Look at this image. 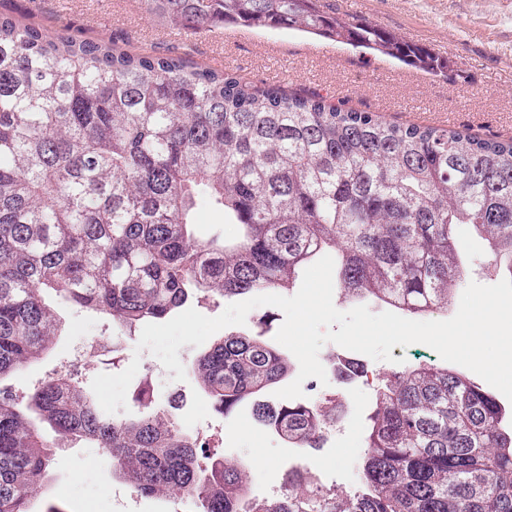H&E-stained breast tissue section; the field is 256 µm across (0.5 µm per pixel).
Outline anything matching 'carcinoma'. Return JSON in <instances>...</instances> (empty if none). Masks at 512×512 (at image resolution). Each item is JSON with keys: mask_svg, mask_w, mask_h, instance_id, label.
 <instances>
[{"mask_svg": "<svg viewBox=\"0 0 512 512\" xmlns=\"http://www.w3.org/2000/svg\"><path fill=\"white\" fill-rule=\"evenodd\" d=\"M189 31L288 29L441 72L427 49L321 9L318 0H143ZM230 236L202 237L199 194ZM487 241L512 277V137L387 123L317 93L258 85L180 55L49 31L0 12V512H32L54 449L82 439L145 496L228 512L249 472L202 446L146 393L102 411L79 376L27 398L5 384L55 344L53 292L127 331L189 300L287 291L333 252L340 294L415 317L448 310L465 271L457 229ZM259 336L229 335L193 372L224 414L288 376ZM261 421L313 448L339 406L255 403ZM361 489L325 499L289 480L261 512H512V411L432 362L386 379L369 415ZM56 434H43V425Z\"/></svg>", "mask_w": 512, "mask_h": 512, "instance_id": "carcinoma-1", "label": "carcinoma"}]
</instances>
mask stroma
<instances>
[{"instance_id": "35a3bbf8", "label": "stroma", "mask_w": 512, "mask_h": 512, "mask_svg": "<svg viewBox=\"0 0 512 512\" xmlns=\"http://www.w3.org/2000/svg\"><path fill=\"white\" fill-rule=\"evenodd\" d=\"M339 16L369 22L406 41L427 48L447 61L443 73L405 66L385 55H369L352 47L288 29L228 27L215 33L188 34L181 27L147 13L141 0H0V11L33 16L48 30L69 24L93 37H119L147 52L192 48L198 64L233 69L251 81L294 91H314L360 111L373 112L397 124L448 128L481 137L512 136V0H327ZM461 258L467 281L494 285L503 278L484 239L461 232ZM62 325L56 345L42 360L14 373L9 382L28 392L61 367L89 377L124 371L132 359L140 366L127 394L130 414L135 396L148 388L157 404L170 405L182 430L206 441L212 453L243 462L252 473L253 495L280 494L286 484L284 463L294 449L259 422L251 405L233 413L217 412L191 368L203 354L200 346L179 351L187 368L185 380L172 374L149 350H138L140 330L125 332L118 347L106 339L111 317L80 310L48 295ZM324 352L341 351L359 369L372 373L370 385L358 376L343 381L355 413L340 424L335 441L310 449L326 472V488L334 495L359 490L358 463L368 417L387 376L399 371V359H432L436 353L415 343L394 346L391 360H374L328 343ZM121 484L111 457L79 440L57 448L49 479L35 495L32 508L43 512L54 504L64 512H115L113 488Z\"/></svg>"}]
</instances>
